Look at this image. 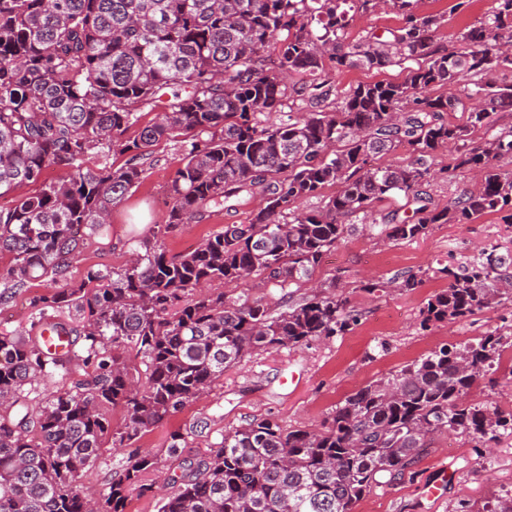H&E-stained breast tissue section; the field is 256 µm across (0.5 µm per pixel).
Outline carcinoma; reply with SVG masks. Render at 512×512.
I'll use <instances>...</instances> for the list:
<instances>
[{
    "label": "carcinoma",
    "mask_w": 512,
    "mask_h": 512,
    "mask_svg": "<svg viewBox=\"0 0 512 512\" xmlns=\"http://www.w3.org/2000/svg\"><path fill=\"white\" fill-rule=\"evenodd\" d=\"M420 0H383L402 23L352 39L356 16L377 0H0V196L24 184L33 194L0 209V283L16 294L37 279L56 281L87 237L136 187L142 160L161 140L184 141L168 186L165 228L244 197L262 204L247 224H226L184 255L168 258L146 239L131 261L31 299L33 327L65 339L0 332V512H124L128 493L156 466L133 452L98 498L75 477L111 438L126 448L196 400L224 370L258 351L338 336L359 315L330 293L289 300L274 312L265 296L213 294V281L280 289L311 279L341 241L347 218L411 241L434 224H470L495 213L512 224V128L494 116L512 109V0H493L457 46L435 42L440 14ZM336 69L397 65L404 80L359 84L333 97L325 63ZM288 111H283V108ZM155 113L139 125L144 112ZM445 112H460L452 123ZM278 116L263 121L260 116ZM137 134L127 136L132 127ZM485 136L476 142L473 133ZM404 148L401 163L376 160ZM112 153L128 155L117 169ZM446 170L470 169L476 194L439 206L424 189ZM56 167L53 181L44 172ZM323 198L319 209L303 203ZM400 197L382 219L373 204ZM448 287L431 295L420 326L463 321L512 286V252L479 253L432 270ZM423 276L386 283L413 292ZM503 336L442 344L390 376L347 396L329 426L285 430L268 419L227 432L220 446L179 475L159 512H353L387 476L403 474L430 437L461 431L492 440L512 432V408L474 403L484 371L500 364ZM86 377L49 396L38 413L25 388ZM119 406L114 430L105 415Z\"/></svg>",
    "instance_id": "carcinoma-1"
}]
</instances>
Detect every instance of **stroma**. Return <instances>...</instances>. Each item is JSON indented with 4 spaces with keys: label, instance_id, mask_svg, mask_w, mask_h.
Here are the masks:
<instances>
[{
    "label": "stroma",
    "instance_id": "35a3bbf8",
    "mask_svg": "<svg viewBox=\"0 0 512 512\" xmlns=\"http://www.w3.org/2000/svg\"><path fill=\"white\" fill-rule=\"evenodd\" d=\"M453 0H422L421 8L446 15L436 33V42L452 48L460 31L480 21L491 0H473L463 12L452 9ZM327 77L338 94L360 84L399 82L404 71L396 66L379 70H336L327 66ZM179 142L163 141L143 161L140 184L113 208L110 224L89 237L80 257L69 266L65 283L82 281L89 269H112L124 265L143 238L157 236L167 256L188 252L227 224L248 223L257 210L259 197L244 198L231 210L181 224L157 234L167 217L168 184L179 167ZM496 244L512 249V224L497 214H486L470 224H437L413 241H390L361 227L332 247L315 270L310 284L294 289V298L310 294L312 287L330 288L359 311L361 320L343 335L316 339L308 344L256 352L227 369L209 393L188 404L162 426L136 440L137 448L158 459L156 469L142 481L156 486L218 447L225 431L254 419H271L283 428L328 426L337 406L346 396L372 381L388 376L444 343L467 342L497 331L512 332V307L501 304L477 312L461 322H444L424 331L420 310L426 299L446 288V279L430 277L421 288L406 292L391 288L367 293L363 280L390 281L438 264L454 263L476 254L479 248ZM56 284L44 279L0 303V330L30 332L32 297L48 294ZM470 397L492 406L512 404V371L502 367L483 372ZM186 435L183 448L169 455L170 432ZM125 451L103 448L77 478L84 492L98 496L119 471ZM512 494V434L475 446L464 434H435L422 456L403 476L381 481L355 506L354 512H460L469 503L482 507L494 497Z\"/></svg>",
    "mask_w": 512,
    "mask_h": 512
}]
</instances>
